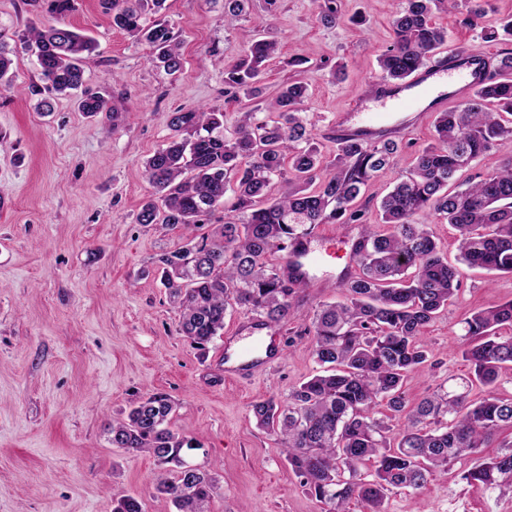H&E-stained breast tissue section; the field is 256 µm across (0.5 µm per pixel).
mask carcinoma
<instances>
[{"mask_svg": "<svg viewBox=\"0 0 512 512\" xmlns=\"http://www.w3.org/2000/svg\"><path fill=\"white\" fill-rule=\"evenodd\" d=\"M47 11L61 19L73 0H46ZM164 0H102L112 22L146 42L147 61L169 74L182 69L181 45L163 20L144 24L147 11L159 12ZM443 0H407L392 19V43L377 59L379 79L401 83L424 67L448 33L431 23ZM465 8L463 23L475 26L482 0H448V10ZM318 20L336 23V0H317ZM36 58L45 89L54 96L81 92V111L95 114L106 101L82 90L83 62L95 41L66 26L49 25L22 34ZM278 45L248 36L242 56L224 66V85L234 98L263 99L266 62ZM0 33V86L11 59ZM307 86L282 84L268 103L270 120L245 112L231 131L216 109L176 112L175 135L144 161L153 192L138 214L140 224H163L185 231V243L158 259L160 281L180 313V331L204 351L224 330L230 308L238 307L279 324L296 317L299 290L306 276L290 278L278 252L304 245L319 224L361 225L353 244L358 272L340 283L343 299L325 303L314 315L312 354L321 371L289 390L254 404L257 424L278 436L288 465L302 486L327 506L347 512L354 500L363 512H385L393 488L420 490L448 466L490 446L504 427L512 428V400L494 391L502 369L512 367V300L473 313L464 321L463 357L487 390L479 401L467 391H438L409 404L404 383L427 362L423 329L457 295L464 269L489 275L512 274V155L477 176L462 190L448 191L456 171L512 140V50L497 64V74L469 100L438 113L433 142L418 150L411 169L400 175L381 200L384 229L361 223L357 207L369 181L397 166L400 147L340 142L333 170L324 167L316 135L301 106ZM280 179L286 189L269 194ZM224 223L207 234L219 208ZM457 230L458 258L451 263L439 249L428 224ZM386 403L405 414L397 433L374 417ZM172 400L163 393L133 403L110 427L112 447L146 453L160 467L155 491L170 499L176 512H210L219 490L217 476L184 468L192 442L170 428ZM507 450L480 461L465 479L487 487L512 488V442ZM371 466L368 476L361 468ZM112 512H144L140 498L123 496Z\"/></svg>", "mask_w": 512, "mask_h": 512, "instance_id": "obj_1", "label": "carcinoma"}]
</instances>
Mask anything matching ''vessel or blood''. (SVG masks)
Wrapping results in <instances>:
<instances>
[{"instance_id": "b4317fda", "label": "vessel or blood", "mask_w": 512, "mask_h": 512, "mask_svg": "<svg viewBox=\"0 0 512 512\" xmlns=\"http://www.w3.org/2000/svg\"><path fill=\"white\" fill-rule=\"evenodd\" d=\"M492 59L485 50H462L456 54L429 62L412 74L402 87L380 86L378 94L395 101V110L414 112L420 98H432L434 105H441L442 96L434 92V80L447 73H456L460 81L456 93L471 96L488 74ZM394 110V111H395ZM392 113V112H391ZM386 111L360 112L354 115L342 113L328 127L330 136L342 140L354 137L365 143L405 135L410 121L392 122ZM281 357L279 345L272 336L251 334L244 343H229L224 350V375L228 378H246L272 367Z\"/></svg>"}]
</instances>
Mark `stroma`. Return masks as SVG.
Masks as SVG:
<instances>
[{"label":"stroma","instance_id":"1","mask_svg":"<svg viewBox=\"0 0 512 512\" xmlns=\"http://www.w3.org/2000/svg\"><path fill=\"white\" fill-rule=\"evenodd\" d=\"M405 0H337L335 26L317 18L316 0H249L235 25L224 0H165L146 22L167 21L181 43L176 75L147 64V44L116 28L100 0H77L66 25L92 36L84 61L85 89L106 111L87 115L76 98H58L51 114L37 112L43 89L34 56L13 54L14 89L0 90V512H112L113 499L135 495L145 512H175L155 494L157 472L148 454L112 447L108 427L129 406L154 393L175 402L173 429L195 443L188 459L216 467L221 490L211 512H322L292 472L281 444L256 425L253 406L311 377L317 365L305 322L335 301L348 271L347 255L360 226L320 225L310 245L321 263L294 323L269 327L281 337L284 359L252 379H225L223 336L206 352L179 331V311L157 272L160 254L184 243L182 229L136 220L152 189L144 160L171 137L174 112L213 107L231 128L255 102L224 95V66L242 53L245 34L276 41L264 83L275 91L303 81L302 109L325 161L336 142L325 129L351 109L378 76L377 56L393 38L390 22ZM512 15V0H488L478 27L461 14L434 10L448 31L439 50L501 53L487 31ZM51 20L43 0H0V28L14 38ZM307 55L299 67L290 59ZM344 80H334L337 63ZM512 300V275L467 272L457 297L424 329L428 361L405 391L416 402L437 390L467 385L470 367L458 343L463 321L480 308ZM465 459L420 491L393 490L386 512H512V493L469 483Z\"/></svg>","mask_w":512,"mask_h":512}]
</instances>
